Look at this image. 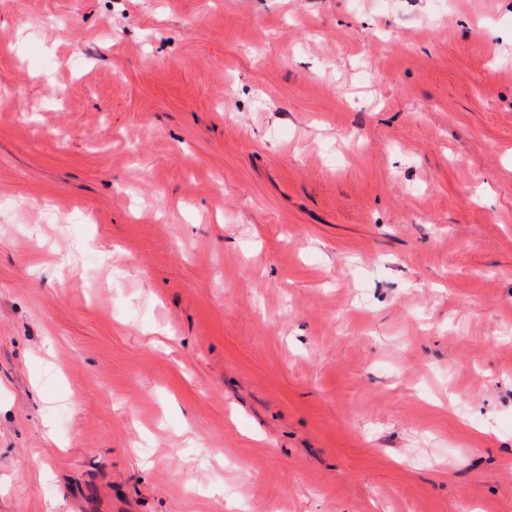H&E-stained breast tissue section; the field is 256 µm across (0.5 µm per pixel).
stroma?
<instances>
[{"label": "stroma", "mask_w": 512, "mask_h": 512, "mask_svg": "<svg viewBox=\"0 0 512 512\" xmlns=\"http://www.w3.org/2000/svg\"><path fill=\"white\" fill-rule=\"evenodd\" d=\"M0 512H512V0H0Z\"/></svg>", "instance_id": "35a3bbf8"}]
</instances>
